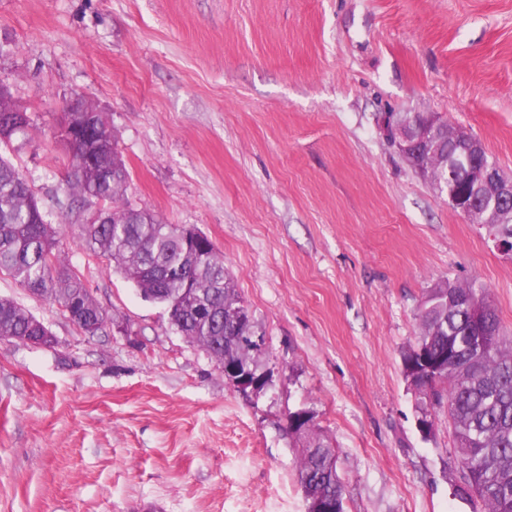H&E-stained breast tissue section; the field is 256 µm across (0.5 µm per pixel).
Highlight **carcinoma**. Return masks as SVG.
<instances>
[{
    "instance_id": "cac0c4a2",
    "label": "carcinoma",
    "mask_w": 512,
    "mask_h": 512,
    "mask_svg": "<svg viewBox=\"0 0 512 512\" xmlns=\"http://www.w3.org/2000/svg\"><path fill=\"white\" fill-rule=\"evenodd\" d=\"M12 99L0 100V273H7L33 294L76 307L75 325L95 336L108 324L80 276L66 266L56 232L19 170L5 155L19 138H26L31 118L13 112ZM59 137L71 145L76 163L64 177L62 191L71 203L87 196L107 205L101 219L83 224L80 245L115 264L144 298L163 304L174 330L203 350L218 366L234 363L252 376L268 380L260 360L253 325L240 326L230 309L242 304L213 243L201 247L187 241L181 225L134 206L124 198L128 167L107 124L94 112L64 114ZM457 150L432 152L407 162L426 180L443 172L448 181H464L455 164ZM485 312L486 335L474 337L472 310ZM415 346L402 357L419 365L416 348L449 349L454 357L427 377L430 391L415 397L418 414L446 406L453 432L452 453L464 480L484 512H512V341L503 336L485 290L472 284L443 280L429 289L418 313ZM36 318L16 302L0 298V338L28 336ZM294 423L289 436L302 445L297 462L304 494L321 498L344 512L343 483L337 472L338 452L314 422L309 410L288 413Z\"/></svg>"
}]
</instances>
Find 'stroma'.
Wrapping results in <instances>:
<instances>
[{
    "label": "stroma",
    "mask_w": 512,
    "mask_h": 512,
    "mask_svg": "<svg viewBox=\"0 0 512 512\" xmlns=\"http://www.w3.org/2000/svg\"><path fill=\"white\" fill-rule=\"evenodd\" d=\"M0 84L32 118L9 157L110 318L84 335L0 273L56 338L0 339V512H306L297 409L339 450L345 512H474L402 354L444 279L485 285L512 337V254L378 121L440 116L512 175V0H0ZM76 94L110 115L128 200L223 254L265 335L264 395L81 248L54 138Z\"/></svg>",
    "instance_id": "35a3bbf8"
}]
</instances>
